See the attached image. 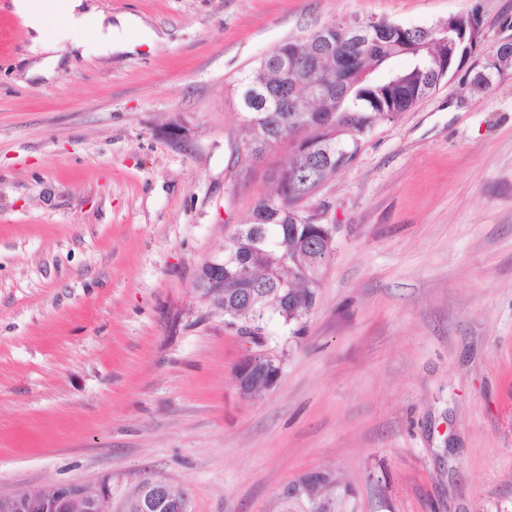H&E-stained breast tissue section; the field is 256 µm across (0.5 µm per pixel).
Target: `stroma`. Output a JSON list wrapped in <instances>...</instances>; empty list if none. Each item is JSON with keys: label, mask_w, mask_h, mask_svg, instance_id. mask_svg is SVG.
I'll return each instance as SVG.
<instances>
[{"label": "stroma", "mask_w": 512, "mask_h": 512, "mask_svg": "<svg viewBox=\"0 0 512 512\" xmlns=\"http://www.w3.org/2000/svg\"><path fill=\"white\" fill-rule=\"evenodd\" d=\"M132 49L86 56L0 0V496L142 470L193 512H270L333 471L354 512H512V73L447 78L363 138L306 202L335 253L300 331L260 343L200 286L276 188L284 142L237 173L233 87L331 22L446 26L512 0H85ZM55 53L48 75L34 66ZM281 361L244 395L235 368ZM274 357L267 355L265 353H251L247 355L238 365L236 378L239 385L240 390L243 393H247L251 391V389L257 384H263L268 388H272L278 378L280 376V372H276V374H270L267 382L265 381V375L268 371V367L259 368V360L268 359L272 360ZM275 365L274 367H280V360L274 358ZM262 387H256L251 392L247 393L250 395H260L263 393L264 389Z\"/></svg>", "instance_id": "1"}]
</instances>
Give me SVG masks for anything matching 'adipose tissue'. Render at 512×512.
I'll return each mask as SVG.
<instances>
[{"label":"adipose tissue","instance_id":"1","mask_svg":"<svg viewBox=\"0 0 512 512\" xmlns=\"http://www.w3.org/2000/svg\"><path fill=\"white\" fill-rule=\"evenodd\" d=\"M15 5L34 31L55 21L56 38L61 42L70 40L77 31H94V39L82 43L83 52L106 54L129 47L125 35L134 24L129 16L120 15L115 22H107L103 14L86 10L83 0H15Z\"/></svg>","mask_w":512,"mask_h":512}]
</instances>
